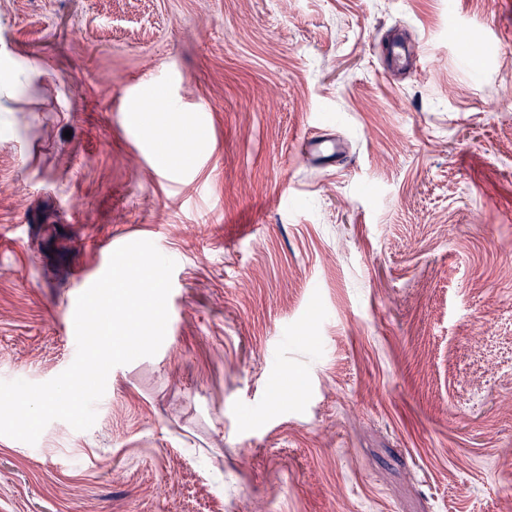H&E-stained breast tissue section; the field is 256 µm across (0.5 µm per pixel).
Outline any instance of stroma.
Wrapping results in <instances>:
<instances>
[{
	"instance_id": "1",
	"label": "stroma",
	"mask_w": 512,
	"mask_h": 512,
	"mask_svg": "<svg viewBox=\"0 0 512 512\" xmlns=\"http://www.w3.org/2000/svg\"><path fill=\"white\" fill-rule=\"evenodd\" d=\"M0 54L44 72L0 103V380L71 365L104 240L177 261L90 429L0 436V512H512V0H0ZM309 147L312 151L326 159H336L347 157L346 148L342 142L337 139H311Z\"/></svg>"
}]
</instances>
